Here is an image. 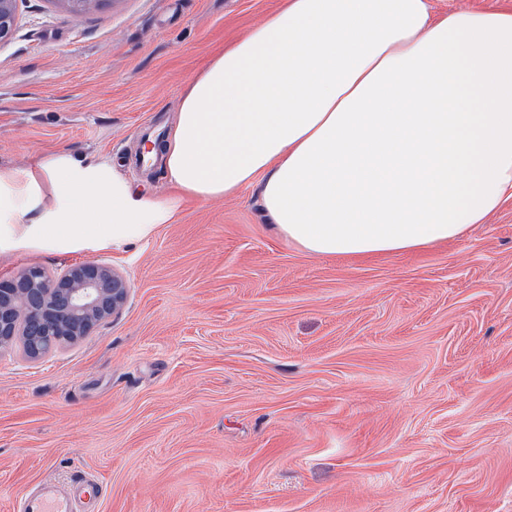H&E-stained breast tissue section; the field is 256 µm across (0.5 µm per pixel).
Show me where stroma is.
I'll list each match as a JSON object with an SVG mask.
<instances>
[{
  "instance_id": "1",
  "label": "stroma",
  "mask_w": 512,
  "mask_h": 512,
  "mask_svg": "<svg viewBox=\"0 0 512 512\" xmlns=\"http://www.w3.org/2000/svg\"><path fill=\"white\" fill-rule=\"evenodd\" d=\"M280 2L18 0L0 168L70 148L171 194L145 137ZM80 262L128 299L43 359L0 353V512L83 475L90 512H512V198L456 241L315 257L248 188L118 249L0 253V279Z\"/></svg>"
}]
</instances>
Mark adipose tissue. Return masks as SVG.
Segmentation results:
<instances>
[{
  "instance_id": "adipose-tissue-1",
  "label": "adipose tissue",
  "mask_w": 512,
  "mask_h": 512,
  "mask_svg": "<svg viewBox=\"0 0 512 512\" xmlns=\"http://www.w3.org/2000/svg\"><path fill=\"white\" fill-rule=\"evenodd\" d=\"M154 151L165 198L68 150L0 168V253L117 248L252 186L317 257L458 240L512 197V12L284 0L188 81Z\"/></svg>"
}]
</instances>
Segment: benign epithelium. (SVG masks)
Masks as SVG:
<instances>
[{"label": "benign epithelium", "instance_id": "1", "mask_svg": "<svg viewBox=\"0 0 512 512\" xmlns=\"http://www.w3.org/2000/svg\"><path fill=\"white\" fill-rule=\"evenodd\" d=\"M80 19L107 0H52ZM17 0H0V44L12 39ZM129 285L115 267L95 262L76 264L57 277L39 265L0 281V352L22 345L24 355L41 359L58 347L91 335L118 315Z\"/></svg>", "mask_w": 512, "mask_h": 512}]
</instances>
